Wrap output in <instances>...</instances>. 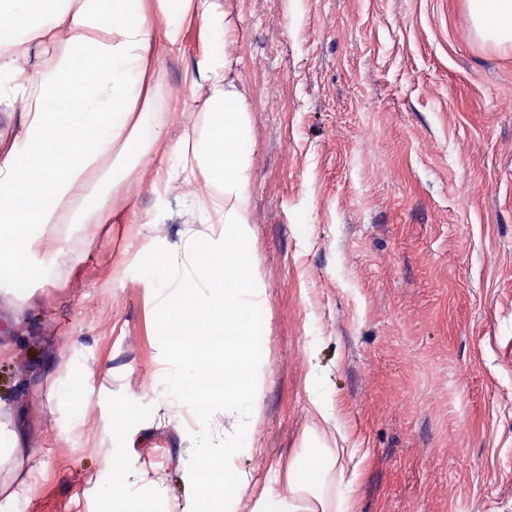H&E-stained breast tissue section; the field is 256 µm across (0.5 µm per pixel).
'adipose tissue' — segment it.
I'll return each instance as SVG.
<instances>
[{"label":"adipose tissue","instance_id":"ef3b65f1","mask_svg":"<svg viewBox=\"0 0 512 512\" xmlns=\"http://www.w3.org/2000/svg\"><path fill=\"white\" fill-rule=\"evenodd\" d=\"M476 36L512 43V0H467ZM0 112L22 111V137L0 147V287L28 296L41 269L35 253L60 252L59 224L106 223L119 177L113 155L158 146L173 123L156 102L153 56L180 49L198 27L204 50L188 88L197 121L177 145L190 223L179 233L156 307L161 327L195 318L223 344L168 337L165 362L178 384H191L196 417L223 407V441L200 436L198 465L185 475L197 512H351L343 448H317L284 466L283 489L257 487L253 434L262 410L266 345L262 272L252 247L250 112L234 78L229 21L221 0H0ZM205 183L204 192L193 188ZM24 423L0 403V512L28 487L30 450ZM223 468L224 484L204 481L201 465ZM142 471L116 474L104 512H159L152 496L129 498Z\"/></svg>","mask_w":512,"mask_h":512}]
</instances>
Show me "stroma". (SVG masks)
Returning <instances> with one entry per match:
<instances>
[{
	"instance_id": "stroma-1",
	"label": "stroma",
	"mask_w": 512,
	"mask_h": 512,
	"mask_svg": "<svg viewBox=\"0 0 512 512\" xmlns=\"http://www.w3.org/2000/svg\"><path fill=\"white\" fill-rule=\"evenodd\" d=\"M224 2L265 286L249 468L275 484L271 464L324 442L363 456L354 512H512V44L471 35L466 0ZM200 52L191 30L157 57L176 119L130 157L111 222L59 225L63 255L35 259L25 336L0 357V402L28 423L26 512H100L119 470L190 507L183 474L212 424L155 417L188 394L160 373L150 294L187 214L152 181L197 118ZM50 356L58 373L19 390ZM312 385L338 415L321 441L305 436Z\"/></svg>"
}]
</instances>
